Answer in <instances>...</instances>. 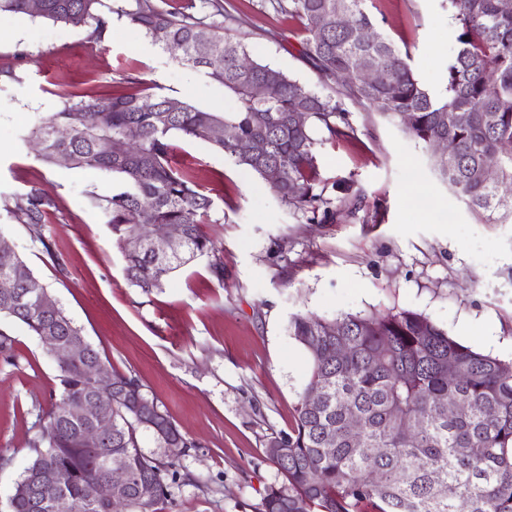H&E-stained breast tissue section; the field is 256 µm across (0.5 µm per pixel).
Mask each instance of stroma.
<instances>
[{
    "label": "stroma",
    "mask_w": 512,
    "mask_h": 512,
    "mask_svg": "<svg viewBox=\"0 0 512 512\" xmlns=\"http://www.w3.org/2000/svg\"><path fill=\"white\" fill-rule=\"evenodd\" d=\"M233 36L252 57L321 89L295 36L296 23L269 0H225ZM369 11L431 91L443 90L456 52L446 0H371ZM22 38L0 41V233L113 367L136 376L181 432L197 439L180 460L168 496L152 512H260L267 486L283 477L265 453L290 432L309 383L307 355L288 334L293 315L334 318L391 308L428 316L463 344L512 357V223L489 224L435 174L430 154L373 112L353 111V141L313 137L331 179L353 178L363 208L332 224H304L257 174L208 143L175 137L177 160L224 212L203 225L224 263L207 258L142 294L124 274L122 249L89 202L110 191L97 170L49 165L23 140L71 92L99 98L148 89L231 112L235 98L204 71L179 63L128 21L90 43L87 28L41 17L0 15ZM55 202L45 234L32 241L8 213L30 188ZM11 361L0 358V512L31 456L32 424L58 392V370L38 337L11 319ZM495 336L488 345L487 336Z\"/></svg>",
    "instance_id": "stroma-1"
}]
</instances>
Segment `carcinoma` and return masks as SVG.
Returning a JSON list of instances; mask_svg holds the SVG:
<instances>
[{
    "instance_id": "obj_1",
    "label": "carcinoma",
    "mask_w": 512,
    "mask_h": 512,
    "mask_svg": "<svg viewBox=\"0 0 512 512\" xmlns=\"http://www.w3.org/2000/svg\"><path fill=\"white\" fill-rule=\"evenodd\" d=\"M132 2L127 7L109 0H43L38 16L88 27L94 40L103 37L112 15L125 18L180 63L202 68L224 85L237 109L213 112L147 90L90 99L64 93L63 107L37 122L24 141L40 145L38 157L46 164L64 154L75 168L117 180L112 193L91 197L117 243L136 237L142 224L180 228L182 248L176 253L158 254L147 246L124 252L126 278L143 294L163 288L172 272L204 256L211 258V275L224 282V263L201 230L221 218L214 199L175 166L176 135L211 144L264 180L268 169L279 168L281 177L270 187L280 200L304 223L328 224L336 220V202L349 203L354 213L364 194L351 178L331 183L323 176L312 130L322 127L334 140L358 138L348 119L351 104L397 123L427 150L435 141L447 144L448 154H431L437 176L487 222L512 221V196L485 177L492 164L498 181L512 184V12L502 11L500 0H448L457 51L439 93L414 74L411 49L378 30L367 0H271L275 11L299 22L300 55L332 87L328 94L251 59L243 40L194 14L196 0H187L177 14L162 7L166 0ZM2 13L28 15V0H0ZM316 17L324 24L313 25ZM367 27L372 38L364 40ZM368 68L379 71L377 81L364 79ZM268 81L278 85L277 95L257 97L255 88ZM173 101L179 107L170 112ZM297 112L306 114L302 125L294 121ZM454 112L467 113V122L446 121ZM58 127L67 129V138L56 137ZM226 127L240 140L263 139L265 154L241 155L235 142L224 139ZM126 138L132 149L112 154V140ZM331 188L343 197L327 195ZM53 207L51 198L32 188L15 194L7 209L49 254L45 218ZM35 280L19 255L0 260V315L25 324L37 337L52 332L67 346L85 339L61 306L42 309L29 288ZM288 332L308 354L309 385L323 384L325 398L310 407L300 395L290 433L268 440L287 443L288 456L271 458L284 481L267 488L262 512H293L297 499L305 502V512H512V359L476 351L407 309L334 319L296 314ZM346 345L349 356L342 352ZM86 347L87 358L57 362L59 396L39 411L33 454L21 478L50 462L76 512H112L111 504L91 493L96 468L80 438L84 424L64 415L69 403L95 396L91 371L103 358L91 344ZM450 364L461 370L460 377L448 378ZM112 375L123 395L118 401L99 397L102 413L112 417V434L100 454L125 459L132 476L126 507L148 512L169 494L168 480L177 479L181 456L200 442L162 410L167 430L153 437L163 452H145L142 435L149 428L138 425L136 415L141 402L153 399L136 377L115 369ZM454 403L466 412L448 414ZM463 448L481 452L466 454ZM145 481L157 488L150 500L137 491Z\"/></svg>"
}]
</instances>
